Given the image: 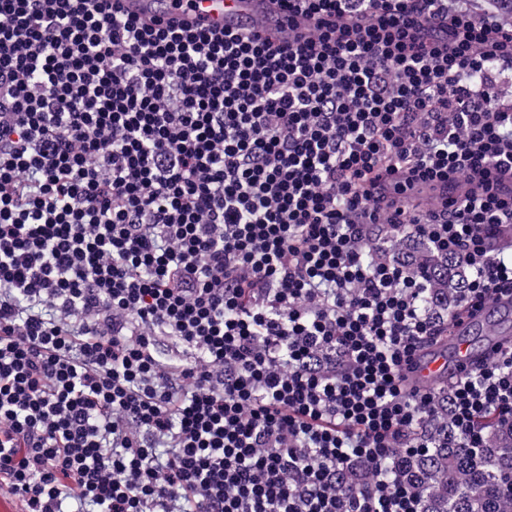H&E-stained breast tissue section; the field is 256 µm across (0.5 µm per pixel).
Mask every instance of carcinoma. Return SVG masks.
Here are the masks:
<instances>
[{
	"instance_id": "cac0c4a2",
	"label": "carcinoma",
	"mask_w": 512,
	"mask_h": 512,
	"mask_svg": "<svg viewBox=\"0 0 512 512\" xmlns=\"http://www.w3.org/2000/svg\"><path fill=\"white\" fill-rule=\"evenodd\" d=\"M404 262L429 280L421 307L431 316L441 318L465 300L470 273L453 256L424 244ZM476 425L484 431L485 447L467 448L444 402L426 423L437 447L406 455L392 467L393 481L419 492L422 512H512V428L489 414Z\"/></svg>"
}]
</instances>
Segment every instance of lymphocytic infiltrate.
<instances>
[{"instance_id": "obj_1", "label": "lymphocytic infiltrate", "mask_w": 512, "mask_h": 512, "mask_svg": "<svg viewBox=\"0 0 512 512\" xmlns=\"http://www.w3.org/2000/svg\"><path fill=\"white\" fill-rule=\"evenodd\" d=\"M0 0V491L23 512H421L391 481L449 403L512 424V346L447 397V335L372 227L512 295V25L448 0H282L283 42ZM467 185L417 211V184ZM167 449L159 458L158 449ZM364 468L366 483L341 491ZM405 234L406 233H400L398 235L397 234L396 235H393V234L386 235V233H384V232H378V229H377L374 232V234L372 235V238L374 239L372 241L373 243L371 242V244L369 245V249L366 253V258H367L368 262L374 264L377 261H379L380 259H382L383 255L379 251H381V252L385 251L386 253H389V251L397 252V258H398L400 251L402 250L403 244L408 241V239H404ZM386 237H387L388 241L390 242V244L383 243L384 239ZM375 243H379L383 247L390 245V250L382 249L381 246H378ZM388 256H389L388 259L395 260V258H393L392 254L389 253Z\"/></svg>"}]
</instances>
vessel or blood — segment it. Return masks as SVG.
Listing matches in <instances>:
<instances>
[{
	"label": "vessel or blood",
	"instance_id": "b4317fda",
	"mask_svg": "<svg viewBox=\"0 0 512 512\" xmlns=\"http://www.w3.org/2000/svg\"><path fill=\"white\" fill-rule=\"evenodd\" d=\"M115 13L144 20L156 17L165 22L191 29H231L242 35L281 40L288 31H304L309 19L289 17L279 0H193L185 8L166 6L164 0H112ZM512 313V299L491 301L474 316L464 318L448 332L443 345L422 356L411 380L415 386L430 387L450 376L462 366L482 362L484 352L474 350L467 337L479 327L503 314Z\"/></svg>",
	"mask_w": 512,
	"mask_h": 512
}]
</instances>
